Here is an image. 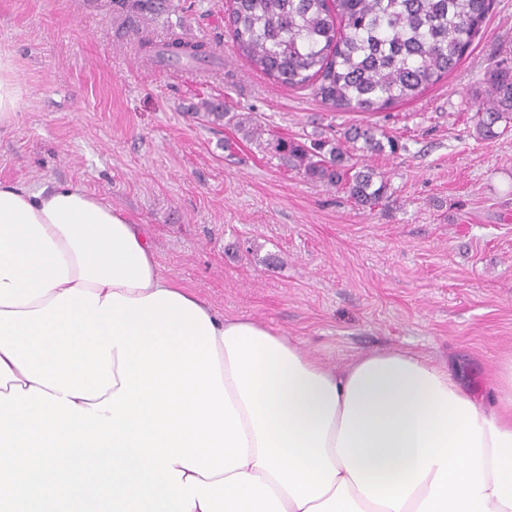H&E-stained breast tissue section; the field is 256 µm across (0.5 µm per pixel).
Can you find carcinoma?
<instances>
[{"label":"carcinoma","mask_w":512,"mask_h":512,"mask_svg":"<svg viewBox=\"0 0 512 512\" xmlns=\"http://www.w3.org/2000/svg\"><path fill=\"white\" fill-rule=\"evenodd\" d=\"M493 0H232L227 20L232 46L252 68L290 89H310L323 103L347 112L375 114L444 80L460 63L491 12ZM116 10L161 11V0L141 4L111 0ZM140 50L168 62L214 58L209 43L178 35ZM469 106L478 135L512 126V66L496 64L483 75ZM370 154L402 148L377 126H351L343 137L274 135L265 148L289 160L303 176L337 187L370 210L388 198L386 180L356 169L345 143Z\"/></svg>","instance_id":"carcinoma-1"}]
</instances>
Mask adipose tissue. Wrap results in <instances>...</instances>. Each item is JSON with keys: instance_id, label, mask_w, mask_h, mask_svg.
<instances>
[{"instance_id": "obj_1", "label": "adipose tissue", "mask_w": 512, "mask_h": 512, "mask_svg": "<svg viewBox=\"0 0 512 512\" xmlns=\"http://www.w3.org/2000/svg\"><path fill=\"white\" fill-rule=\"evenodd\" d=\"M484 403L399 350L334 369L163 274L78 184L0 183V502L22 512H512Z\"/></svg>"}]
</instances>
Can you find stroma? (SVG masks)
Listing matches in <instances>:
<instances>
[{"label": "stroma", "instance_id": "obj_1", "mask_svg": "<svg viewBox=\"0 0 512 512\" xmlns=\"http://www.w3.org/2000/svg\"><path fill=\"white\" fill-rule=\"evenodd\" d=\"M121 16L110 0H0V52L29 90L0 125V182L78 183L144 225L163 272L217 312L246 318L340 368L402 350L493 399L512 359V132L478 138L467 100L485 70L512 62V0L440 83L380 113L331 108L284 89L236 55L225 0ZM213 45L216 64L144 56L170 34ZM342 134L373 124L396 154L354 151L385 177L369 211L308 181L236 124Z\"/></svg>", "mask_w": 512, "mask_h": 512}]
</instances>
